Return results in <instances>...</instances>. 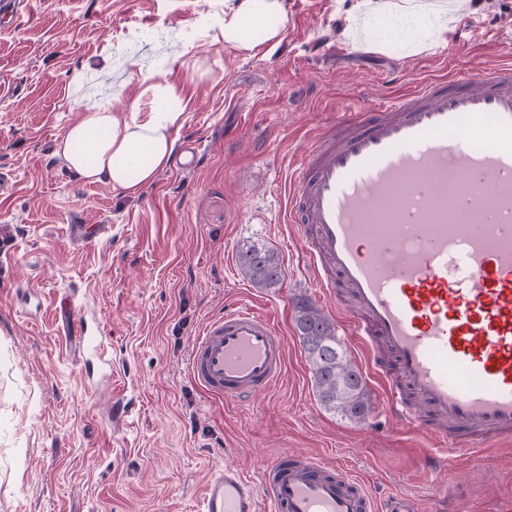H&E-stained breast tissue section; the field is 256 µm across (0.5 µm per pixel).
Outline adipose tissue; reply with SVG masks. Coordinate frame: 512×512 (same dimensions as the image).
Instances as JSON below:
<instances>
[{"label":"adipose tissue","mask_w":512,"mask_h":512,"mask_svg":"<svg viewBox=\"0 0 512 512\" xmlns=\"http://www.w3.org/2000/svg\"><path fill=\"white\" fill-rule=\"evenodd\" d=\"M286 22L282 0H233L224 13V43L238 52H254L278 37ZM180 118V113L157 106L140 119L98 107L66 129L56 154L81 177L133 195L169 165L175 148L172 132Z\"/></svg>","instance_id":"1"}]
</instances>
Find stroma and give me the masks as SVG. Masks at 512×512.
<instances>
[{"label": "stroma", "instance_id": "1", "mask_svg": "<svg viewBox=\"0 0 512 512\" xmlns=\"http://www.w3.org/2000/svg\"><path fill=\"white\" fill-rule=\"evenodd\" d=\"M356 0H284L280 38L250 55L224 48L230 0H24L0 18V512H201L208 472L227 463L260 479L269 449L347 465L377 501L421 512H512V445L431 467L435 441L399 424L367 378L365 423L319 402L294 330L295 305L324 308L305 271L288 185L305 140L350 102L369 108L420 80L512 56V0H471L446 56L405 47L412 22L376 21L378 42L345 49ZM181 112L178 163L129 196L56 156L65 129L97 106L148 112V82ZM275 250L273 288L243 277L238 253ZM109 346L112 378L88 386L62 298ZM246 305L285 336L287 372L241 405L190 379L193 340ZM127 403L120 425L112 405Z\"/></svg>", "mask_w": 512, "mask_h": 512}]
</instances>
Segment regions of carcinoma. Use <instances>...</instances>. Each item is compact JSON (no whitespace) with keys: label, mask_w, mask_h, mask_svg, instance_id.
I'll return each mask as SVG.
<instances>
[{"label":"carcinoma","mask_w":512,"mask_h":512,"mask_svg":"<svg viewBox=\"0 0 512 512\" xmlns=\"http://www.w3.org/2000/svg\"><path fill=\"white\" fill-rule=\"evenodd\" d=\"M239 267L246 278L264 288L275 287L283 275L278 253L263 245L242 249ZM294 323L321 405L356 423L364 422L371 398L360 370L337 340L334 324L307 300L298 303Z\"/></svg>","instance_id":"obj_1"}]
</instances>
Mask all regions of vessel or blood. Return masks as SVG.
<instances>
[{"label": "vessel or blood", "instance_id": "b4317fda", "mask_svg": "<svg viewBox=\"0 0 512 512\" xmlns=\"http://www.w3.org/2000/svg\"><path fill=\"white\" fill-rule=\"evenodd\" d=\"M486 133L490 146L473 143ZM309 278L384 384L388 411L441 443L449 464L512 440V68L418 82L340 113L308 139L289 189ZM284 337L236 306L212 318L188 357L214 398L268 395ZM202 512H417L378 507L341 465L272 450L260 482L210 471Z\"/></svg>", "mask_w": 512, "mask_h": 512}]
</instances>
